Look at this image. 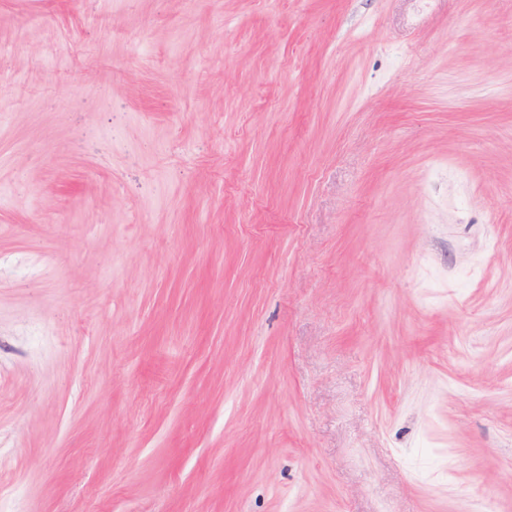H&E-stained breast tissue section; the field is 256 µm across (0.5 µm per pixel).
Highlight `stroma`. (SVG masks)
Segmentation results:
<instances>
[{"instance_id":"stroma-1","label":"stroma","mask_w":512,"mask_h":512,"mask_svg":"<svg viewBox=\"0 0 512 512\" xmlns=\"http://www.w3.org/2000/svg\"><path fill=\"white\" fill-rule=\"evenodd\" d=\"M0 512H512V0H0Z\"/></svg>"}]
</instances>
